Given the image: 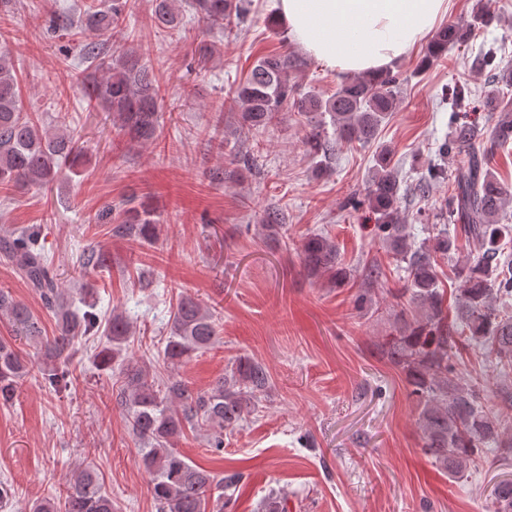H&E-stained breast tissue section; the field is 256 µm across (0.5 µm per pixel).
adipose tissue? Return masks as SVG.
Wrapping results in <instances>:
<instances>
[{
  "label": "adipose tissue",
  "instance_id": "obj_1",
  "mask_svg": "<svg viewBox=\"0 0 512 512\" xmlns=\"http://www.w3.org/2000/svg\"><path fill=\"white\" fill-rule=\"evenodd\" d=\"M451 0H276L275 19L307 54L341 75L374 74L407 58Z\"/></svg>",
  "mask_w": 512,
  "mask_h": 512
}]
</instances>
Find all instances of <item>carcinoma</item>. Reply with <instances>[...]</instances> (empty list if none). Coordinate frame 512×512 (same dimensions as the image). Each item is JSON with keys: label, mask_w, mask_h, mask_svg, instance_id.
<instances>
[{"label": "carcinoma", "mask_w": 512, "mask_h": 512, "mask_svg": "<svg viewBox=\"0 0 512 512\" xmlns=\"http://www.w3.org/2000/svg\"><path fill=\"white\" fill-rule=\"evenodd\" d=\"M131 0H107L99 6L91 0L78 8L80 24L73 29L67 12L53 19L51 31H74L76 35L113 31L123 26ZM187 4L198 21L227 28L244 24L249 0H154L153 18L163 28L183 24L181 4ZM494 16L480 11L472 22L448 23L435 33L427 58L443 56L469 41L474 28L489 24ZM82 59L99 76L85 85L93 108L112 114L113 125L134 142L151 138L159 124L157 102L160 88L140 54L123 49L114 56L100 44L83 45ZM396 80L390 73L358 77L323 97L300 95L288 73L284 57H264L235 91L242 120L250 127L264 128L280 118L285 103L298 115L314 121L305 138L315 170L323 173V160L342 143L368 144L396 106ZM499 86L488 91L486 102L497 113L492 150L512 145V100L503 88L512 87V70L497 76ZM329 116L334 136L324 134L319 118ZM479 129L463 122L452 123L448 138L438 145L442 156L455 158L453 186L446 209L448 222L463 225L475 254L457 264L461 285L455 295V319L448 320L445 292L439 288L435 257L455 252L448 229L439 230L416 244L400 209L402 182L392 163L391 150L377 154L372 179L364 198L354 206L367 205L377 215L378 238L385 251L403 264L404 285L397 298L412 313V322L386 343L384 355L408 377L411 394L419 408L418 425L424 451L450 479H460L484 460L488 447L512 449V425L488 406L480 387L462 382L452 357L465 346L486 351L488 361L501 366L509 377L512 366V313L502 312L512 300V189L486 161L488 150L475 147ZM76 139L66 129L47 126L21 112L19 78L11 55L0 53V187L43 186L82 175L78 168ZM261 228L277 237L283 228L275 210H266ZM115 236H133L153 241L159 223L142 207L122 209ZM0 252L15 266L40 297L56 321L57 334L43 335L38 318L22 302L0 291V317L44 350L39 366L45 387L61 392L73 382L67 367L78 344L91 342L99 365L112 369L129 348L130 322L119 313L110 316L74 310L58 288L50 258L37 248L36 233L24 230L0 237ZM300 256L308 274L325 277L335 285L349 278V268L336 243L319 235L304 239ZM111 257L102 250L82 255L83 274L104 272ZM170 336L159 358L168 375H158L144 365L118 368L116 401L126 413L137 442L138 460L151 475V493L157 512H224V489L234 488L241 475L221 478L199 466L177 448L186 433L204 432L208 452L224 457V431L243 425L256 404L269 397L272 381L266 368L249 356L237 357L224 375L205 390H192L178 375L179 368L209 350L217 340L214 314L193 298L181 296L170 315ZM33 369L31 360L10 342L0 340V405L9 406L20 381ZM288 499L271 493L259 512H288ZM488 512H512V479L493 485L488 494ZM29 512H115L112 496L103 487L99 469L92 463L74 467L66 477L61 499L33 502Z\"/></svg>", "instance_id": "carcinoma-1"}]
</instances>
